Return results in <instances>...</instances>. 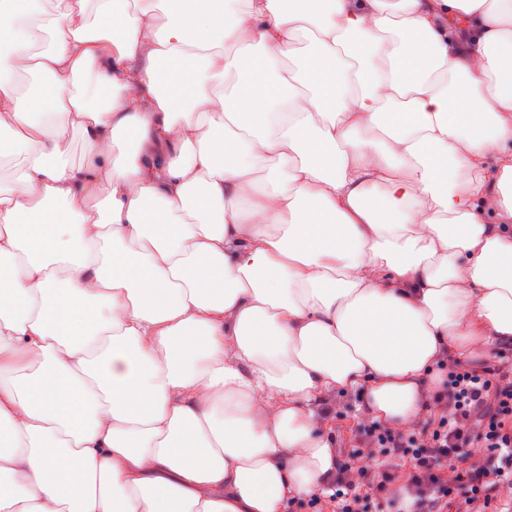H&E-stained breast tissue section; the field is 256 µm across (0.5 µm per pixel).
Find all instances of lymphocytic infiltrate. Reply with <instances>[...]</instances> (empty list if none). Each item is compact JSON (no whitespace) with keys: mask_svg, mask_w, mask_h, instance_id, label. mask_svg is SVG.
I'll return each mask as SVG.
<instances>
[{"mask_svg":"<svg viewBox=\"0 0 512 512\" xmlns=\"http://www.w3.org/2000/svg\"><path fill=\"white\" fill-rule=\"evenodd\" d=\"M497 364L449 361L440 356L446 377L430 398L425 419L404 433L363 424L359 447L374 462L356 477L335 483L331 493L314 492L308 512H512V357L498 351ZM481 448V465L458 467L469 449ZM410 471L404 486L394 472Z\"/></svg>","mask_w":512,"mask_h":512,"instance_id":"obj_1","label":"lymphocytic infiltrate"}]
</instances>
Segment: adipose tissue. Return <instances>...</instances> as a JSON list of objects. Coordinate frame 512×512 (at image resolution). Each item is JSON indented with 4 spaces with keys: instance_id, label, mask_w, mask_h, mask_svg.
I'll return each instance as SVG.
<instances>
[{
    "instance_id": "obj_1",
    "label": "adipose tissue",
    "mask_w": 512,
    "mask_h": 512,
    "mask_svg": "<svg viewBox=\"0 0 512 512\" xmlns=\"http://www.w3.org/2000/svg\"><path fill=\"white\" fill-rule=\"evenodd\" d=\"M2 126L0 512H284L327 395L409 427L512 348V0H0Z\"/></svg>"
}]
</instances>
